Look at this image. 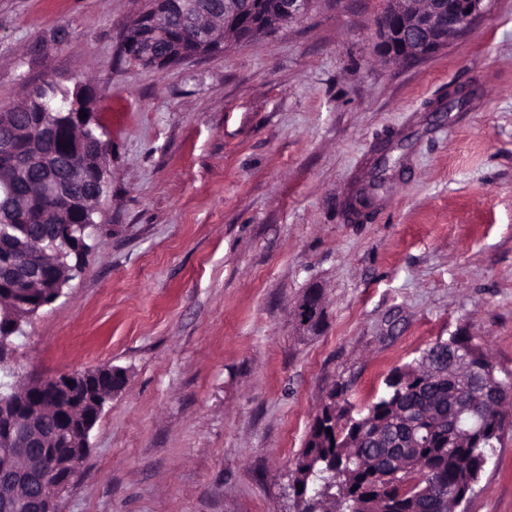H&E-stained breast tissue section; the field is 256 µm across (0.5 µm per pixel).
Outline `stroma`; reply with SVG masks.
I'll use <instances>...</instances> for the list:
<instances>
[{"instance_id":"1","label":"stroma","mask_w":512,"mask_h":512,"mask_svg":"<svg viewBox=\"0 0 512 512\" xmlns=\"http://www.w3.org/2000/svg\"><path fill=\"white\" fill-rule=\"evenodd\" d=\"M385 7L314 0L151 70L117 57L135 0H0V112L84 81L110 142L84 268L12 345L22 382L126 374L56 512H298L291 471L334 388L365 409L457 333L512 374V0L404 64L377 49ZM385 141L389 178L351 223ZM463 510L512 512V432ZM306 308H309V311H306ZM296 318L298 325L302 329L309 331L315 325L321 324L323 318L322 308L313 301L311 296L303 297L297 308ZM304 319H307V322H304Z\"/></svg>"}]
</instances>
